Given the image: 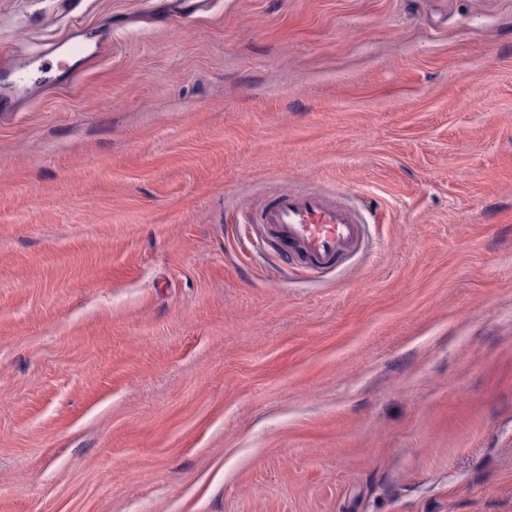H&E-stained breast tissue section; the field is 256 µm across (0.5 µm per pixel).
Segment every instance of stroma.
<instances>
[{
    "instance_id": "obj_1",
    "label": "stroma",
    "mask_w": 512,
    "mask_h": 512,
    "mask_svg": "<svg viewBox=\"0 0 512 512\" xmlns=\"http://www.w3.org/2000/svg\"><path fill=\"white\" fill-rule=\"evenodd\" d=\"M75 31L0 100V512H512V0H0ZM287 189L369 247L296 272ZM210 3L209 0H156L155 7L171 21L182 25L189 22L191 15L205 13ZM258 237H273L307 272L337 266L366 245L365 218L343 197L285 190L247 218Z\"/></svg>"
}]
</instances>
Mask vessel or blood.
<instances>
[{"mask_svg": "<svg viewBox=\"0 0 512 512\" xmlns=\"http://www.w3.org/2000/svg\"><path fill=\"white\" fill-rule=\"evenodd\" d=\"M210 0H155L156 9L177 24L188 23L191 15L207 11ZM49 52L81 54L87 64L100 59L99 52L87 50L83 42L67 37L48 46ZM38 54L17 56L0 54V64L9 68L12 83L6 94L24 95L41 66ZM257 236L275 238L279 246L290 250L308 272L337 266L366 245L363 215L344 198L318 192L285 190L248 218Z\"/></svg>", "mask_w": 512, "mask_h": 512, "instance_id": "obj_1", "label": "vessel or blood"}]
</instances>
